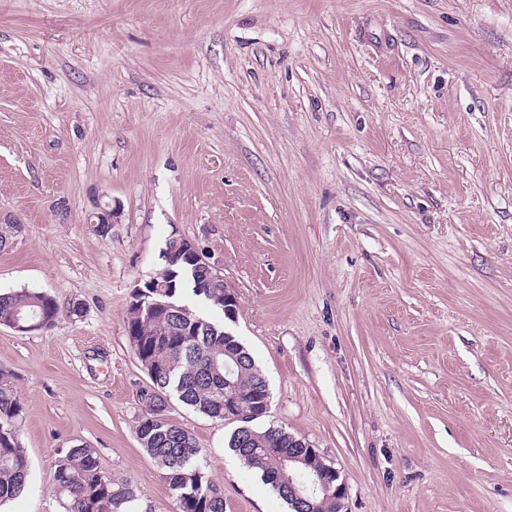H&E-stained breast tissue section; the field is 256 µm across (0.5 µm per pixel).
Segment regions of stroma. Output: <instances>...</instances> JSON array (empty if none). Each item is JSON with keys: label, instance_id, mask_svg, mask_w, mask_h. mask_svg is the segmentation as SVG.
Returning <instances> with one entry per match:
<instances>
[{"label": "stroma", "instance_id": "1", "mask_svg": "<svg viewBox=\"0 0 512 512\" xmlns=\"http://www.w3.org/2000/svg\"><path fill=\"white\" fill-rule=\"evenodd\" d=\"M7 221L0 292L62 314L0 326L30 461L0 512H60L75 445L177 512L127 335L173 236L221 266L260 424L336 468L343 512H512V0H0ZM168 417L224 512H288L231 425ZM61 314V309L54 297L43 291L0 292V326L12 328L6 322L14 316L38 322L29 327H23L20 318H15L13 328L19 333L34 332L35 326L40 331L55 326ZM25 331V332H24Z\"/></svg>", "mask_w": 512, "mask_h": 512}]
</instances>
